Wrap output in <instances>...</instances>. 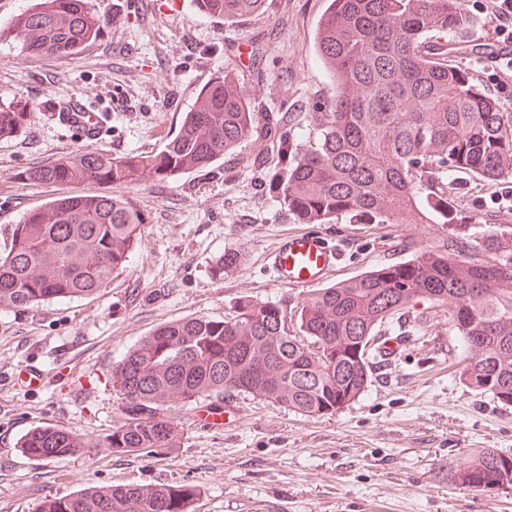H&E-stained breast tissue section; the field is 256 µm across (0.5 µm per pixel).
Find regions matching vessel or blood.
Listing matches in <instances>:
<instances>
[{
	"label": "vessel or blood",
	"instance_id": "vessel-or-blood-1",
	"mask_svg": "<svg viewBox=\"0 0 512 512\" xmlns=\"http://www.w3.org/2000/svg\"><path fill=\"white\" fill-rule=\"evenodd\" d=\"M55 117L64 126L76 130L83 141L99 137L103 117L91 111L79 97L57 103ZM340 249L326 236L305 231L283 237L268 256L278 284L295 287L312 286L337 270Z\"/></svg>",
	"mask_w": 512,
	"mask_h": 512
}]
</instances>
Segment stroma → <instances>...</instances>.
<instances>
[{"label": "stroma", "instance_id": "35a3bbf8", "mask_svg": "<svg viewBox=\"0 0 512 512\" xmlns=\"http://www.w3.org/2000/svg\"><path fill=\"white\" fill-rule=\"evenodd\" d=\"M96 0L102 37L56 59L0 42V105L28 106L22 128L0 139V254L14 224L61 194H113V185L60 186L26 179L30 169L81 149L52 117L55 102L84 98L110 119L96 149L122 156L161 149L198 92L232 72L262 115L293 129L336 95L316 56L313 34L327 0H266L263 13L232 23L192 0ZM487 0H467L471 27L448 50L472 81L512 113V71L484 60L496 22ZM285 162L260 139L206 168L125 189L145 216V235L126 267L91 297L0 312V512H37L42 497L88 486L178 483L197 492L195 512H512V489L473 490L451 472L486 448L512 455V407L463 380L462 341L443 308L421 299L404 315L398 353L368 390L328 417H306L241 395L172 408L179 447L116 454L104 441L124 418L112 366L159 325L231 316L251 296L293 306L303 287L277 283L267 255L282 235L302 230L268 175ZM453 224H359L320 230L344 260L327 284L408 260L456 233L477 244L512 231V176H461L448 190ZM245 256L215 278L225 251ZM42 370L36 390L18 384L21 367ZM222 420L202 427L200 417ZM57 426L92 440L72 457L20 454L22 435Z\"/></svg>", "mask_w": 512, "mask_h": 512}]
</instances>
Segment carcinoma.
Listing matches in <instances>:
<instances>
[{"label": "carcinoma", "instance_id": "obj_1", "mask_svg": "<svg viewBox=\"0 0 512 512\" xmlns=\"http://www.w3.org/2000/svg\"><path fill=\"white\" fill-rule=\"evenodd\" d=\"M200 9L226 21L260 12L265 0H209ZM473 23L463 0H328L314 32L322 64L336 84L324 112L297 137L272 124L258 130L256 106L226 78L200 90L207 110L183 114L177 134L157 152L114 156L80 149L29 172L58 185L94 181L143 184L203 168L260 133L288 165L272 188L298 220L328 224L340 216L370 224L448 219V183L460 174L489 181L512 174V115L448 59V41ZM106 21L92 0H39L0 38L45 57L70 55L97 40ZM25 113L0 108V137ZM144 216L123 196L62 195L31 210L0 256V311L88 298L119 274L144 238ZM512 236L471 246L448 237L429 250L310 291L293 309L243 297L235 315L164 323L112 368L126 418L106 447L136 455L176 448L181 433L165 414L176 404L246 394L309 417L328 415L371 385L379 333L391 334L419 298L448 308L463 341L464 381L512 406ZM242 257L224 253L215 275ZM91 442L60 428L25 434L32 458L71 456ZM484 449L450 479L471 486L497 481L505 463ZM184 485L128 484L46 496L38 512H193Z\"/></svg>", "mask_w": 512, "mask_h": 512}]
</instances>
